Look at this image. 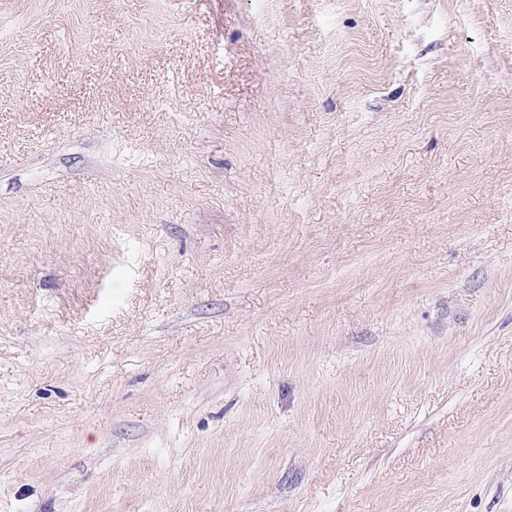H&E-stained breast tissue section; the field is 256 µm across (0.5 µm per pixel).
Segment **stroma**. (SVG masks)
<instances>
[{
	"label": "stroma",
	"mask_w": 512,
	"mask_h": 512,
	"mask_svg": "<svg viewBox=\"0 0 512 512\" xmlns=\"http://www.w3.org/2000/svg\"><path fill=\"white\" fill-rule=\"evenodd\" d=\"M0 512H512V0H0Z\"/></svg>",
	"instance_id": "35a3bbf8"
}]
</instances>
